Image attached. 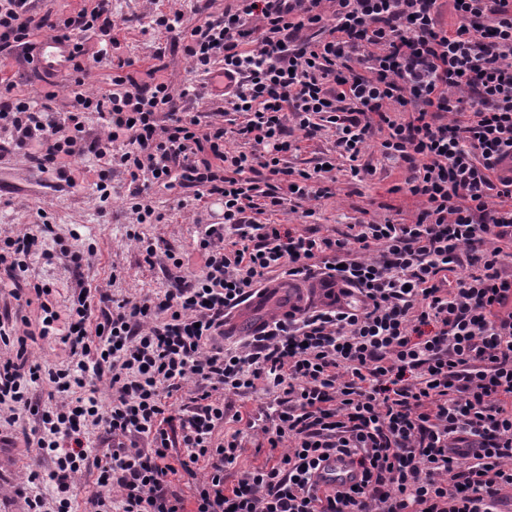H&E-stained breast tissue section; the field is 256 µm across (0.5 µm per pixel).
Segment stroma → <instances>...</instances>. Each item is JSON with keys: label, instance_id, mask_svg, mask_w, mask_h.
Segmentation results:
<instances>
[{"label": "stroma", "instance_id": "obj_1", "mask_svg": "<svg viewBox=\"0 0 512 512\" xmlns=\"http://www.w3.org/2000/svg\"><path fill=\"white\" fill-rule=\"evenodd\" d=\"M231 4L232 0H112V18L125 56L144 69L163 61L175 86L183 87L200 84L201 79L190 72L172 35L153 33L150 16L178 9L184 15L185 24L194 25L208 16L222 14ZM362 160L373 167V175L355 179L348 162L337 160L333 196L313 202L312 217L303 218L290 212L285 215V222L333 234L346 231L348 225L358 223L367 213L396 224L410 221L414 204L394 190L395 185L403 182L405 168L384 159L373 143L367 146ZM95 180L90 172L81 186L71 188L48 175L30 171L17 155L0 153V237L14 234L22 227L40 231L41 222L46 219L71 249L82 251L91 243L97 249L90 264L78 269L58 259L50 261L35 256L25 274L29 282L52 283L60 302L66 301L77 285L92 288L107 280L111 281L114 294L140 298L167 288L168 281L162 271L166 249L189 255L191 268H198L200 260L194 254L196 223L221 221V205L202 208L196 214L187 206L193 198V189L169 190L157 186L151 190L150 197L163 219L138 225L122 205L130 189L129 176L122 169H113L112 200L104 209L99 206ZM133 227L157 244L159 252L154 263H146L128 239L127 233ZM31 426L29 417H20L10 429L14 447H0V512L25 510L23 498L16 496L14 490L23 481L36 454L35 449L25 447L23 442V432Z\"/></svg>", "mask_w": 512, "mask_h": 512}]
</instances>
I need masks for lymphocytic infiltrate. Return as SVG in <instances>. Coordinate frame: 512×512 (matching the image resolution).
Wrapping results in <instances>:
<instances>
[{
    "label": "lymphocytic infiltrate",
    "instance_id": "obj_1",
    "mask_svg": "<svg viewBox=\"0 0 512 512\" xmlns=\"http://www.w3.org/2000/svg\"><path fill=\"white\" fill-rule=\"evenodd\" d=\"M452 2L451 31L438 0H237L191 27L180 10L153 14L151 29L174 35L191 70L224 74V109L246 143L229 150L223 124L186 107L202 91L176 88L157 64L138 76L118 57L112 0L74 16L0 0L1 56L32 58L49 31L72 45L61 90L29 96L0 76L12 152L71 187L75 165L93 158L103 204L123 168L140 224L156 217V186L224 206L223 222L198 232L201 269L166 250L168 288L138 300L103 290L59 306L24 278L41 237L0 239V288L40 310L34 322L0 313V344L14 351L0 360L4 422L32 417L38 455L53 464L17 487L27 512H73L92 470L88 512H512V0ZM90 31L95 60L112 65L105 92L87 88ZM326 129L355 178L370 172L360 159L374 139L405 164L410 223L371 218L337 235L282 223L287 202L308 218L331 193L325 164L286 163ZM273 273L281 288L318 279L324 301L219 345L225 317ZM39 338L66 345L69 362L30 363ZM188 383L192 396L174 406ZM40 384L54 408L41 409ZM259 392L269 400L252 412L223 401ZM228 421L236 430L216 437ZM96 428L106 449L95 453ZM248 439L267 455L235 470ZM336 455L357 479L321 487L315 473ZM42 478L52 498L30 493Z\"/></svg>",
    "mask_w": 512,
    "mask_h": 512
}]
</instances>
